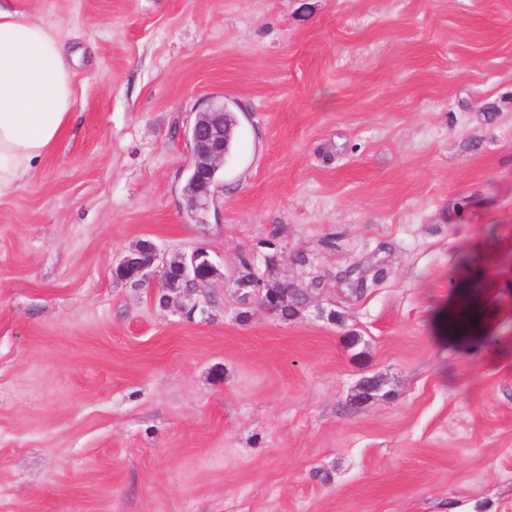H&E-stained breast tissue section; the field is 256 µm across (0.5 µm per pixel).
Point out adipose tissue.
<instances>
[{"mask_svg":"<svg viewBox=\"0 0 512 512\" xmlns=\"http://www.w3.org/2000/svg\"><path fill=\"white\" fill-rule=\"evenodd\" d=\"M73 105L72 71L59 33L0 5V197L20 189L53 151Z\"/></svg>","mask_w":512,"mask_h":512,"instance_id":"adipose-tissue-1","label":"adipose tissue"}]
</instances>
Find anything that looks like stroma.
Wrapping results in <instances>:
<instances>
[{
	"label": "stroma",
	"mask_w": 512,
	"mask_h": 512,
	"mask_svg": "<svg viewBox=\"0 0 512 512\" xmlns=\"http://www.w3.org/2000/svg\"><path fill=\"white\" fill-rule=\"evenodd\" d=\"M11 5L75 103L0 199V512H512V0ZM143 240L207 295L116 277ZM192 143L193 165L191 190L195 201L208 193L224 157L232 148L234 136L227 144V130L224 127V107L211 108L199 116L188 132Z\"/></svg>",
	"instance_id": "1"
}]
</instances>
